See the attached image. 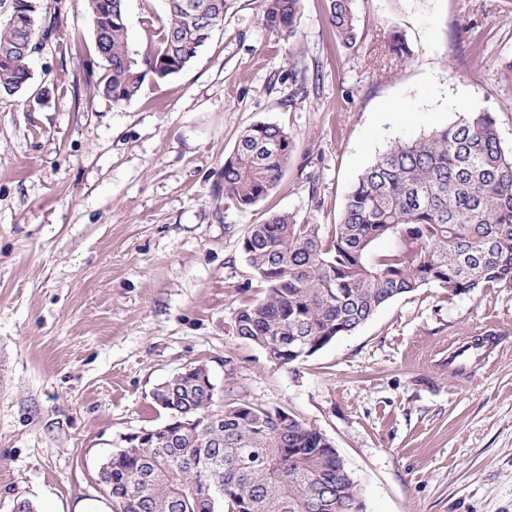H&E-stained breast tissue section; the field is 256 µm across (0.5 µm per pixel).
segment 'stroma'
I'll list each match as a JSON object with an SVG mask.
<instances>
[{"instance_id": "1", "label": "stroma", "mask_w": 512, "mask_h": 512, "mask_svg": "<svg viewBox=\"0 0 512 512\" xmlns=\"http://www.w3.org/2000/svg\"><path fill=\"white\" fill-rule=\"evenodd\" d=\"M62 6L32 65L48 97L0 98V512L104 500L101 463L166 419L153 388L199 363L223 401L325 435L363 512H512V348L470 374L442 361L450 339L512 328V288L419 289L289 366L234 330L264 294L241 248L250 225L336 223L379 154L462 115L492 113L512 149V0H355L351 47L326 0H303L287 43L260 0H234L189 67L146 75L122 105L92 94L105 67L84 0ZM161 14L125 0L138 54ZM259 122L295 149L241 209L224 157Z\"/></svg>"}]
</instances>
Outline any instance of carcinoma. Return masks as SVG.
<instances>
[{
    "label": "carcinoma",
    "mask_w": 512,
    "mask_h": 512,
    "mask_svg": "<svg viewBox=\"0 0 512 512\" xmlns=\"http://www.w3.org/2000/svg\"><path fill=\"white\" fill-rule=\"evenodd\" d=\"M165 12L150 46L149 71L163 80L188 67L234 0H162ZM105 77L93 87L114 104L133 100L145 78L130 51L124 0H86ZM301 0H261L263 25L288 41ZM0 97L27 90L32 54L25 43L58 38L0 0ZM328 22L345 46L357 42L354 0H328ZM293 151L281 126L244 130L224 157V197L254 206L277 185ZM386 241L389 247L379 248ZM242 250L264 297L244 304L236 335L279 360L285 351L327 336H347L382 305L423 287L450 296L512 288V150L489 112L462 116L415 139L398 141L359 176L337 223L300 224L274 213L252 224ZM198 364L171 383L167 415L197 418L200 430L159 436L112 454L108 480L117 512H309L331 494L325 512H353L352 475L320 432L249 401L221 403Z\"/></svg>",
    "instance_id": "carcinoma-1"
}]
</instances>
